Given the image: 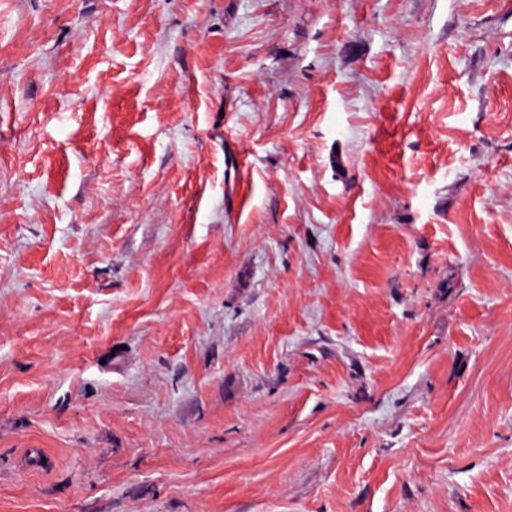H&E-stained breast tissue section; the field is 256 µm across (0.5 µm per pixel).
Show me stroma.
<instances>
[{
	"mask_svg": "<svg viewBox=\"0 0 512 512\" xmlns=\"http://www.w3.org/2000/svg\"><path fill=\"white\" fill-rule=\"evenodd\" d=\"M0 512H512V0H0Z\"/></svg>",
	"mask_w": 512,
	"mask_h": 512,
	"instance_id": "1",
	"label": "stroma"
}]
</instances>
